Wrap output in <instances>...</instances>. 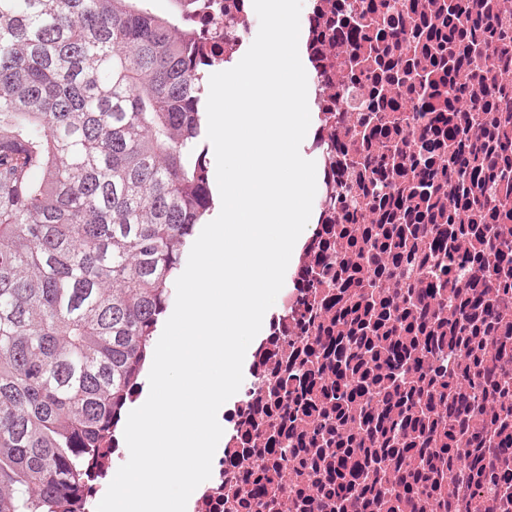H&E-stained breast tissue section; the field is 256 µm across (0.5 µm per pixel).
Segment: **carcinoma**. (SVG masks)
Returning a JSON list of instances; mask_svg holds the SVG:
<instances>
[{"label": "carcinoma", "instance_id": "1", "mask_svg": "<svg viewBox=\"0 0 512 512\" xmlns=\"http://www.w3.org/2000/svg\"><path fill=\"white\" fill-rule=\"evenodd\" d=\"M149 0H0V512H55L117 428L197 225L213 209L205 161L207 70L189 7ZM405 29L378 30L338 85L374 77L370 136L336 164V219L355 196L408 223L348 226L326 273L331 324L310 309L288 364V461L323 476L319 512H512V91L471 67L512 65V20L452 0L426 55L448 74L446 112L414 113L407 138L375 75ZM481 127L449 125L462 101ZM436 203H430L432 198ZM447 222L420 223L419 203ZM397 287L375 290L379 255ZM330 372V385H314Z\"/></svg>", "mask_w": 512, "mask_h": 512}]
</instances>
